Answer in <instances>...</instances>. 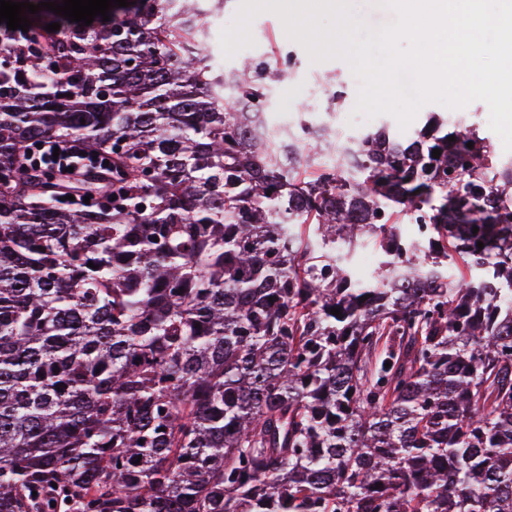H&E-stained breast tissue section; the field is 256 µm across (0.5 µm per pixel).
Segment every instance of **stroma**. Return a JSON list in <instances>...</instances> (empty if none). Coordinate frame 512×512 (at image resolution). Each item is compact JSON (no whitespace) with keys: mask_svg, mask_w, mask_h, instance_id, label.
<instances>
[{"mask_svg":"<svg viewBox=\"0 0 512 512\" xmlns=\"http://www.w3.org/2000/svg\"><path fill=\"white\" fill-rule=\"evenodd\" d=\"M250 33L253 46L239 50L237 56L225 58L218 39H210L209 53L218 65L235 68L241 58L267 56L270 48L282 46L293 51L297 57V66L292 71L283 73L272 82L269 89L271 100V120L280 122L283 112H316L330 130H337L339 121L346 113L352 112L356 103L358 83L352 76L347 63L334 58L325 61H313L307 49L291 39L285 30L280 16L270 11L259 13L252 20ZM342 83L346 97L342 102H333L326 90L331 84ZM437 113L446 116L449 122L462 121L478 127L481 134L489 136L496 152H503L504 146L499 136L493 135L489 127V107L485 102L474 101L466 107L448 110L436 103L424 106L412 121L411 130L423 127L427 114Z\"/></svg>","mask_w":512,"mask_h":512,"instance_id":"35a3bbf8","label":"stroma"}]
</instances>
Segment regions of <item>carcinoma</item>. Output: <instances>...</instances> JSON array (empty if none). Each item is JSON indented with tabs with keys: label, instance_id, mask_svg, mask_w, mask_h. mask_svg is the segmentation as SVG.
I'll return each instance as SVG.
<instances>
[{
	"label": "carcinoma",
	"instance_id": "cac0c4a2",
	"mask_svg": "<svg viewBox=\"0 0 512 512\" xmlns=\"http://www.w3.org/2000/svg\"><path fill=\"white\" fill-rule=\"evenodd\" d=\"M216 5L0 23V512H512V163L434 114L254 136L281 69L216 72ZM50 138L112 205L39 191ZM44 146L47 148L45 159L54 165L55 170L64 174H80L85 177L91 168L96 170L104 168L101 164L87 163V158L81 155V149L73 141L53 140L48 141ZM55 147L59 148L58 158L53 156ZM69 167H73V172H69Z\"/></svg>",
	"mask_w": 512,
	"mask_h": 512
}]
</instances>
